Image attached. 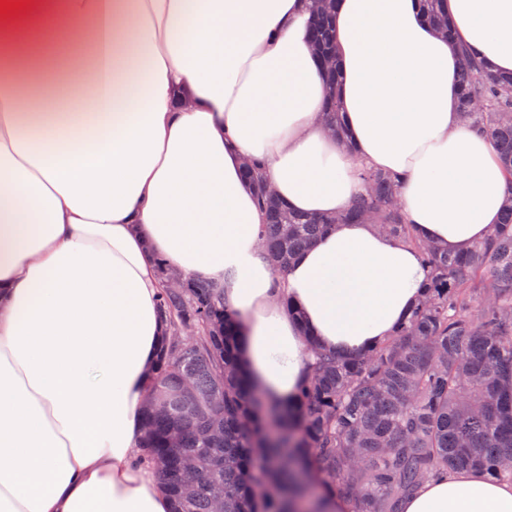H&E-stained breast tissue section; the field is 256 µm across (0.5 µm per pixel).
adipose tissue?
Returning <instances> with one entry per match:
<instances>
[{"mask_svg": "<svg viewBox=\"0 0 512 512\" xmlns=\"http://www.w3.org/2000/svg\"><path fill=\"white\" fill-rule=\"evenodd\" d=\"M339 0L349 143L327 134L309 0H35L0 21V512H171L137 463L169 324L160 263L217 284L239 359L270 400L397 331L431 277L418 248L336 224L275 276L242 176L293 211L335 214L362 172L394 176L418 236L451 251L498 223L512 172L459 114L460 47L512 80V0ZM403 512H512L476 470ZM444 0H423V9L430 23L443 34L451 37L453 25L444 9Z\"/></svg>", "mask_w": 512, "mask_h": 512, "instance_id": "obj_1", "label": "adipose tissue"}]
</instances>
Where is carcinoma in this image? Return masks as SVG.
Instances as JSON below:
<instances>
[{
  "label": "carcinoma",
  "instance_id": "obj_1",
  "mask_svg": "<svg viewBox=\"0 0 512 512\" xmlns=\"http://www.w3.org/2000/svg\"><path fill=\"white\" fill-rule=\"evenodd\" d=\"M335 0H312L313 47L334 53ZM452 35L444 0H423ZM462 116L512 170V84L465 58ZM326 124L344 129L337 71L327 72ZM365 190L334 216L288 211L266 194L262 248L274 273L333 224L370 221L415 245L432 271L424 300L389 340L351 356L314 352L313 374L287 404L252 385L237 355L240 323L216 285L163 265L160 311L168 338L143 410L141 459L167 489L172 512H401L405 497L444 470L512 482V199L501 223L462 253L422 241L405 222L398 185L363 173Z\"/></svg>",
  "mask_w": 512,
  "mask_h": 512
}]
</instances>
